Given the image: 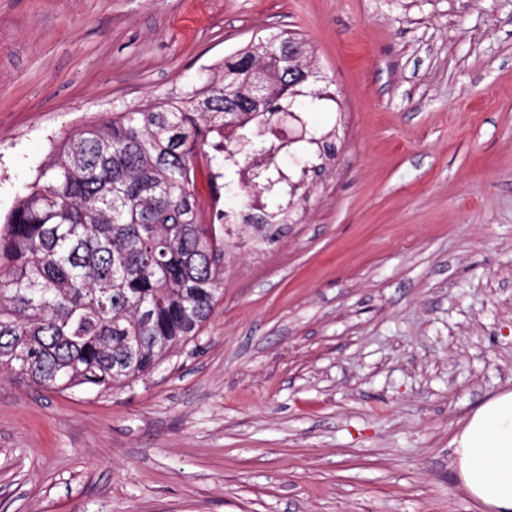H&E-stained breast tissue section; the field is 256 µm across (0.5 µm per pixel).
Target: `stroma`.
I'll return each instance as SVG.
<instances>
[{
  "label": "stroma",
  "instance_id": "35a3bbf8",
  "mask_svg": "<svg viewBox=\"0 0 512 512\" xmlns=\"http://www.w3.org/2000/svg\"><path fill=\"white\" fill-rule=\"evenodd\" d=\"M301 34L292 198L234 200L224 291L108 392L0 376V512H482L450 442L512 390V0H0V216L66 131Z\"/></svg>",
  "mask_w": 512,
  "mask_h": 512
}]
</instances>
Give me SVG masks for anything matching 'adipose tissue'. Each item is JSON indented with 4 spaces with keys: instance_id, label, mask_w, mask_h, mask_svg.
Masks as SVG:
<instances>
[{
    "instance_id": "1",
    "label": "adipose tissue",
    "mask_w": 512,
    "mask_h": 512,
    "mask_svg": "<svg viewBox=\"0 0 512 512\" xmlns=\"http://www.w3.org/2000/svg\"><path fill=\"white\" fill-rule=\"evenodd\" d=\"M451 445L467 492L486 512H512V391L473 411Z\"/></svg>"
}]
</instances>
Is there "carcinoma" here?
Listing matches in <instances>:
<instances>
[{
    "label": "carcinoma",
    "mask_w": 512,
    "mask_h": 512,
    "mask_svg": "<svg viewBox=\"0 0 512 512\" xmlns=\"http://www.w3.org/2000/svg\"><path fill=\"white\" fill-rule=\"evenodd\" d=\"M275 94L259 105L251 76ZM288 63L244 50L180 93L97 117L54 145L0 233V370L60 391H109L151 374L199 334L224 288L221 169L298 100Z\"/></svg>",
    "instance_id": "obj_1"
}]
</instances>
